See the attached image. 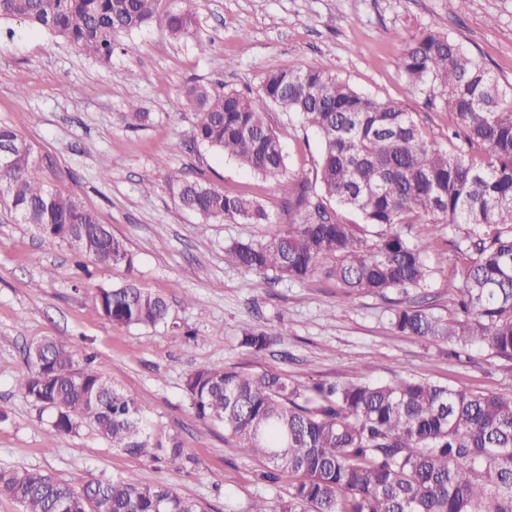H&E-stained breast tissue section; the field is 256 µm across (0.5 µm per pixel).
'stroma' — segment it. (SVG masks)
Returning a JSON list of instances; mask_svg holds the SVG:
<instances>
[{
  "instance_id": "1",
  "label": "stroma",
  "mask_w": 512,
  "mask_h": 512,
  "mask_svg": "<svg viewBox=\"0 0 512 512\" xmlns=\"http://www.w3.org/2000/svg\"><path fill=\"white\" fill-rule=\"evenodd\" d=\"M197 25L174 39L154 24L125 35L136 52L114 50L102 64L47 34L16 26L0 34V123L17 129L43 160L47 184L77 195L124 238L132 264L78 260L68 245L46 249L36 229L0 206V468H33L75 488L117 477L163 485L200 501L207 512H250L263 500L279 512L287 483L264 485L259 463L229 447L221 425L199 419L185 377L201 365L269 370L301 385L368 379L434 381L454 389L512 397V360L487 346L456 356L450 346L400 336L390 325L397 302H423L453 318L457 269L471 253L464 228L414 224L434 274L422 292L347 295L318 274L272 282L224 261L237 241H259L293 223L287 207L296 180L314 179L321 154L315 133L294 113L265 102L261 88L277 69L325 67L354 88L412 112L425 134L447 144L453 116L431 105L399 66L414 37L437 30L512 86V0H194ZM206 51H199V44ZM222 82L252 99L277 134L286 173L257 176L230 156L188 147L194 111L181 91ZM151 115L131 127V108ZM110 170L102 172L99 161ZM179 171L227 194L256 200L267 224L207 220L184 210L168 189ZM151 180V192L142 189ZM164 296L166 324L117 326L92 297L127 283ZM249 327L274 334L267 350L241 348ZM54 336L91 355L110 382L142 398L151 440L179 442L181 468L110 447L92 430L51 432L48 416L16 387L28 349Z\"/></svg>"
}]
</instances>
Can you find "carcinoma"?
Returning a JSON list of instances; mask_svg holds the SVG:
<instances>
[{
    "label": "carcinoma",
    "mask_w": 512,
    "mask_h": 512,
    "mask_svg": "<svg viewBox=\"0 0 512 512\" xmlns=\"http://www.w3.org/2000/svg\"><path fill=\"white\" fill-rule=\"evenodd\" d=\"M0 0V25L19 22L64 40L106 64L122 34L158 23L180 39L196 14L185 0ZM399 65L409 80L453 114V137L431 141L413 113L365 94L326 68L275 70L262 97L295 112L318 136L315 181L289 192L298 222L263 241L237 242L225 260L274 280L304 281L326 258L325 274L350 292L419 291L433 269L424 247L405 239L402 224L467 226L471 250L460 272L456 318L422 305L395 309L394 330L444 341L453 350L481 344L512 359V91L449 36L429 32L408 43ZM195 111L190 142L220 151L254 173L286 172L280 142L247 96L224 84L193 82L183 92ZM0 204L37 227L45 247L67 244L103 266L132 264L125 242L71 194L45 186L41 160L15 128L0 124ZM168 187L179 205L206 219L270 223L256 201L228 195L180 172ZM377 228L370 242L335 207ZM93 303L114 325L154 328L168 303L129 283L100 288ZM273 333L247 328L242 348L260 352ZM32 368L17 388L49 414L56 434L84 427L131 456L184 461L177 443H150L145 404L112 385L94 357L44 338L29 350ZM198 417L224 426V439L261 464L258 479H288L282 512H512V398L466 392L425 379H362L299 385L270 371L200 366L185 380ZM0 495L23 512H206L203 504L162 486L99 480L76 490L32 469H0Z\"/></svg>",
    "instance_id": "cac0c4a2"
}]
</instances>
